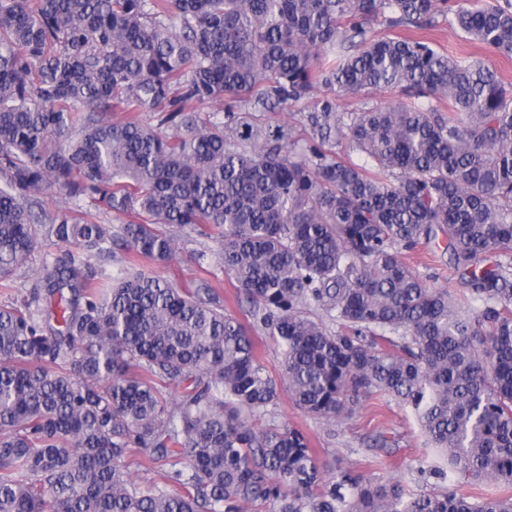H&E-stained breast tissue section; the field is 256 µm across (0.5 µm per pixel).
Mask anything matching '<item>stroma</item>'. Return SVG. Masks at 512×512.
I'll return each instance as SVG.
<instances>
[{"label": "stroma", "instance_id": "35a3bbf8", "mask_svg": "<svg viewBox=\"0 0 512 512\" xmlns=\"http://www.w3.org/2000/svg\"><path fill=\"white\" fill-rule=\"evenodd\" d=\"M405 35H421L437 50L456 56L477 57L494 67L501 76L512 81V59L492 53L480 45L469 43L453 17H436L431 27H408ZM332 98L341 112H356L365 105L383 107L394 98L387 90L372 92L368 98L337 96L335 89L318 84L306 98L287 109L259 113L260 124L268 131H284L286 136L304 142L319 139L320 134L309 120L319 102ZM164 233L173 236L176 255L167 263H146L152 275L177 282L186 288L209 283L224 300L226 311L235 314L248 327L261 353L262 361L271 374L279 376L281 358L260 324L251 317V307L224 273V268L210 255L216 247V234L209 226L177 228L164 226ZM206 253L205 261H198L199 253ZM409 264L434 288L448 289L451 295L462 291L453 275L450 255L444 247L435 245L420 248L411 254ZM263 424L295 426L311 438L312 446L321 464L327 468L342 466L385 484L400 481L407 492L417 493L442 487L443 479H418L420 465L431 464L435 451L428 448L426 439L410 408L390 398L367 399L348 417L329 423L300 411L281 395L276 406L262 419ZM385 437L387 446H380L378 437Z\"/></svg>", "mask_w": 512, "mask_h": 512}]
</instances>
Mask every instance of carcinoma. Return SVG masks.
Returning a JSON list of instances; mask_svg holds the SVG:
<instances>
[{
  "instance_id": "obj_1",
  "label": "carcinoma",
  "mask_w": 512,
  "mask_h": 512,
  "mask_svg": "<svg viewBox=\"0 0 512 512\" xmlns=\"http://www.w3.org/2000/svg\"><path fill=\"white\" fill-rule=\"evenodd\" d=\"M454 5L467 38L512 57V0H0V288L41 232L75 245L0 304V512H512V83L371 27ZM317 83L396 101L343 117L327 99L306 145L253 122ZM51 188L71 208L35 212ZM158 224L217 229L282 382L215 289L140 271L173 255ZM440 239L462 298L404 261ZM114 245L130 254L104 288L91 259ZM283 391L328 422L392 398L457 476L504 490L329 475L303 430L256 427ZM134 454L159 479L137 484Z\"/></svg>"
}]
</instances>
